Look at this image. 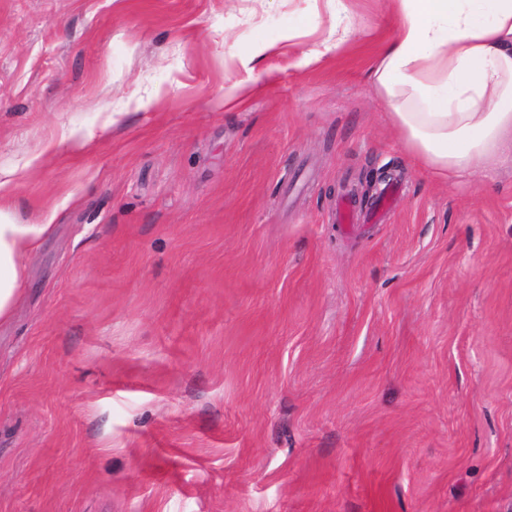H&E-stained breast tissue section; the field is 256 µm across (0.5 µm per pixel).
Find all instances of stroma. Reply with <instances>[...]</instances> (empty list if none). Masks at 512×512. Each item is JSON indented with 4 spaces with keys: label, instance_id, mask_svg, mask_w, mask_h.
Wrapping results in <instances>:
<instances>
[{
    "label": "stroma",
    "instance_id": "1",
    "mask_svg": "<svg viewBox=\"0 0 512 512\" xmlns=\"http://www.w3.org/2000/svg\"><path fill=\"white\" fill-rule=\"evenodd\" d=\"M340 5L358 35L296 67ZM393 25L0 0V173L52 222L0 324V512H512V157L414 164L371 74Z\"/></svg>",
    "mask_w": 512,
    "mask_h": 512
}]
</instances>
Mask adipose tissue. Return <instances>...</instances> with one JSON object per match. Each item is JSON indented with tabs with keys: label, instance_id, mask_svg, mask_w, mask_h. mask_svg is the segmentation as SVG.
<instances>
[{
	"label": "adipose tissue",
	"instance_id": "ef3b65f1",
	"mask_svg": "<svg viewBox=\"0 0 512 512\" xmlns=\"http://www.w3.org/2000/svg\"><path fill=\"white\" fill-rule=\"evenodd\" d=\"M394 34L373 69L389 122L417 164L453 177L512 147V0H390ZM348 11L297 67L355 34ZM50 222L21 223L0 203V322L21 293L26 261Z\"/></svg>",
	"mask_w": 512,
	"mask_h": 512
}]
</instances>
